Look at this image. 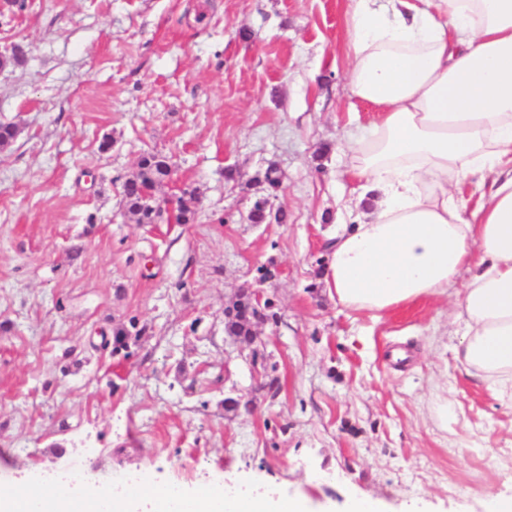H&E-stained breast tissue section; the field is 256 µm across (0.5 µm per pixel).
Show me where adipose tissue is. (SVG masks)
<instances>
[{
  "label": "adipose tissue",
  "mask_w": 512,
  "mask_h": 512,
  "mask_svg": "<svg viewBox=\"0 0 512 512\" xmlns=\"http://www.w3.org/2000/svg\"><path fill=\"white\" fill-rule=\"evenodd\" d=\"M348 40L350 96L376 117L349 140L358 217L330 250L329 293L379 318L457 288L454 358L512 404V0H349ZM240 490L30 481L0 485V512H163L172 497L181 512H310L272 486Z\"/></svg>",
  "instance_id": "obj_1"
}]
</instances>
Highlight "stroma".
Wrapping results in <instances>:
<instances>
[{"mask_svg": "<svg viewBox=\"0 0 512 512\" xmlns=\"http://www.w3.org/2000/svg\"><path fill=\"white\" fill-rule=\"evenodd\" d=\"M348 0H0V484L85 466L108 488L247 477L344 512H485L512 494V408L461 372L452 299L380 321L326 288L355 215ZM172 157L192 223H135L123 183ZM270 198L281 221L253 224ZM268 197V196H267ZM271 277L259 282L258 267ZM261 284L281 317L257 348L224 307ZM146 332L130 356L112 326ZM279 384L269 392L270 381ZM251 401L226 411L225 397Z\"/></svg>", "mask_w": 512, "mask_h": 512, "instance_id": "35a3bbf8", "label": "stroma"}]
</instances>
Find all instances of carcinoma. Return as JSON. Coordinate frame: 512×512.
Wrapping results in <instances>:
<instances>
[{"label": "carcinoma", "instance_id": "carcinoma-1", "mask_svg": "<svg viewBox=\"0 0 512 512\" xmlns=\"http://www.w3.org/2000/svg\"><path fill=\"white\" fill-rule=\"evenodd\" d=\"M171 166L167 157L158 153H148L140 160V172L137 178L124 182L122 186V203L128 213L140 224H152L161 212L155 209V201L160 199V192L170 178ZM253 308L248 296L239 295L224 309V331L249 341L255 336L256 324L252 315ZM145 329H136L135 319L129 324L119 323L112 328V354L118 355L128 351L130 342L143 335Z\"/></svg>", "mask_w": 512, "mask_h": 512}]
</instances>
